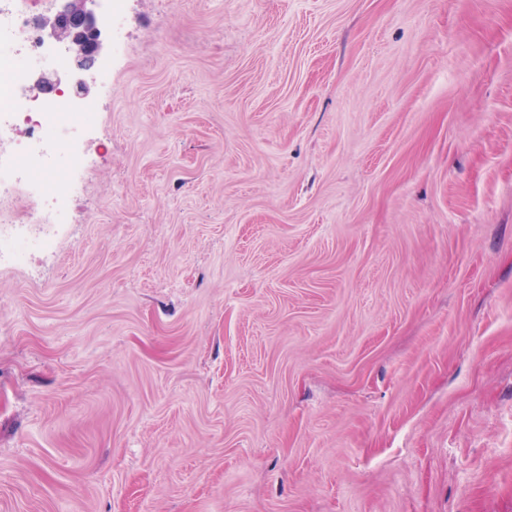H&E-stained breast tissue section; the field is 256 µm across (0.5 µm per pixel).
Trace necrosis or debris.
<instances>
[{"label": "necrosis or debris", "mask_w": 512, "mask_h": 512, "mask_svg": "<svg viewBox=\"0 0 512 512\" xmlns=\"http://www.w3.org/2000/svg\"><path fill=\"white\" fill-rule=\"evenodd\" d=\"M57 3L0 0V266L24 265L31 251L56 243L72 198L62 178L84 171L81 133L98 117L94 100L31 85L46 61L39 20Z\"/></svg>", "instance_id": "1"}]
</instances>
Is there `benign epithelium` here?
Listing matches in <instances>:
<instances>
[{
    "label": "benign epithelium",
    "mask_w": 512,
    "mask_h": 512,
    "mask_svg": "<svg viewBox=\"0 0 512 512\" xmlns=\"http://www.w3.org/2000/svg\"><path fill=\"white\" fill-rule=\"evenodd\" d=\"M48 37L70 44L76 66L81 71L94 67L104 50L102 31L89 0H67L64 8L52 17L39 21Z\"/></svg>",
    "instance_id": "1"
}]
</instances>
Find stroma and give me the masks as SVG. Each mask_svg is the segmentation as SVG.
Masks as SVG:
<instances>
[{
  "label": "stroma",
  "mask_w": 512,
  "mask_h": 512,
  "mask_svg": "<svg viewBox=\"0 0 512 512\" xmlns=\"http://www.w3.org/2000/svg\"><path fill=\"white\" fill-rule=\"evenodd\" d=\"M83 77L0 512H512V0H127Z\"/></svg>",
  "instance_id": "obj_1"
}]
</instances>
